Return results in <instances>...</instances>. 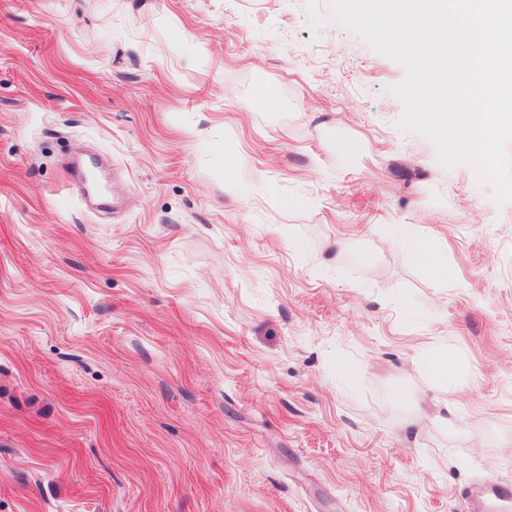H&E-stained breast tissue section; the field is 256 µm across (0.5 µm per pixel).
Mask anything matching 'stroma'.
Returning <instances> with one entry per match:
<instances>
[{
  "label": "stroma",
  "instance_id": "35a3bbf8",
  "mask_svg": "<svg viewBox=\"0 0 512 512\" xmlns=\"http://www.w3.org/2000/svg\"><path fill=\"white\" fill-rule=\"evenodd\" d=\"M306 5L0 0V512H461L512 483V201ZM401 247L429 276L441 277L445 274L439 252L425 238L407 235L401 240ZM420 365L428 380L439 387L454 385L463 373V362L456 350L428 344L420 349ZM466 509L470 512H483L487 501L496 498L508 502L512 498V485L501 481L488 482L476 490L462 495ZM484 507H481V506Z\"/></svg>",
  "mask_w": 512,
  "mask_h": 512
}]
</instances>
